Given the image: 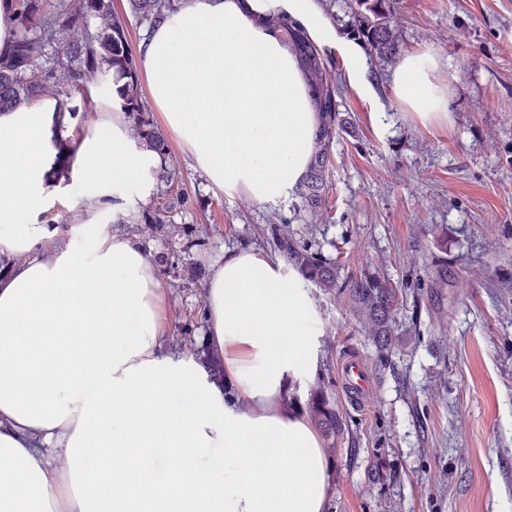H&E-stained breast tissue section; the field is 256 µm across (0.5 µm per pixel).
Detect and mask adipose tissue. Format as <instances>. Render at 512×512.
Listing matches in <instances>:
<instances>
[{
    "instance_id": "adipose-tissue-1",
    "label": "adipose tissue",
    "mask_w": 512,
    "mask_h": 512,
    "mask_svg": "<svg viewBox=\"0 0 512 512\" xmlns=\"http://www.w3.org/2000/svg\"><path fill=\"white\" fill-rule=\"evenodd\" d=\"M319 47L336 31L318 0H181L138 45L166 127L209 182L258 204L308 171L317 116L281 31ZM431 54L398 65L394 91L422 124L450 120ZM72 140L74 212L149 195L158 156L123 113L70 124L60 97L0 111V512H326L332 467L287 401L319 368L323 324L276 254L227 253L205 284L206 344L223 381L173 352L164 291L139 241L91 220L49 223L53 136Z\"/></svg>"
}]
</instances>
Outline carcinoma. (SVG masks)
Segmentation results:
<instances>
[{
    "label": "carcinoma",
    "mask_w": 512,
    "mask_h": 512,
    "mask_svg": "<svg viewBox=\"0 0 512 512\" xmlns=\"http://www.w3.org/2000/svg\"><path fill=\"white\" fill-rule=\"evenodd\" d=\"M178 0H127L130 13L154 25L175 9ZM358 6L353 33L363 45L383 57L395 50L392 28V0H355ZM16 36L0 48V110L27 104L42 96L65 74L72 85L106 84L109 97L124 112L137 145L166 161L168 142L158 127L146 117L143 90L128 40L126 17L117 13L114 0H11ZM265 23L281 30L291 44L313 92L318 112L312 158L305 178L296 186L299 211L315 216L326 203V171L332 145L340 127L336 108L335 65L285 15L273 14ZM82 27V43L64 42L66 32ZM54 160L52 177L69 181L75 159L71 141L52 140ZM168 206L154 205L146 215L149 230H161L167 224ZM275 244L292 270L304 281L326 290L345 294L356 311L372 325L373 342L379 364L398 343L393 334V315L399 293L392 284L376 275L343 279L336 262L295 242L278 237ZM310 417L329 439L343 434L344 422L336 413L327 391L319 389L309 402Z\"/></svg>",
    "instance_id": "cac0c4a2"
}]
</instances>
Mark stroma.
<instances>
[{"label":"stroma","instance_id":"1","mask_svg":"<svg viewBox=\"0 0 512 512\" xmlns=\"http://www.w3.org/2000/svg\"><path fill=\"white\" fill-rule=\"evenodd\" d=\"M392 25L396 49L370 60L368 91L354 86L343 45L327 51L342 126L318 216L302 220L290 198L226 196L171 135L176 233L143 230L153 200L135 191L120 230L157 268L180 351L205 345V284L189 266L275 252L270 225L340 261L342 277L388 279L404 297L393 323L403 343L383 366L347 299L310 289L324 324L319 373L345 423L327 512H512V0H395ZM422 51L448 93L443 125L420 124L393 89L401 60ZM436 258L448 264L444 288ZM351 358L372 382L359 403L341 376Z\"/></svg>","mask_w":512,"mask_h":512}]
</instances>
